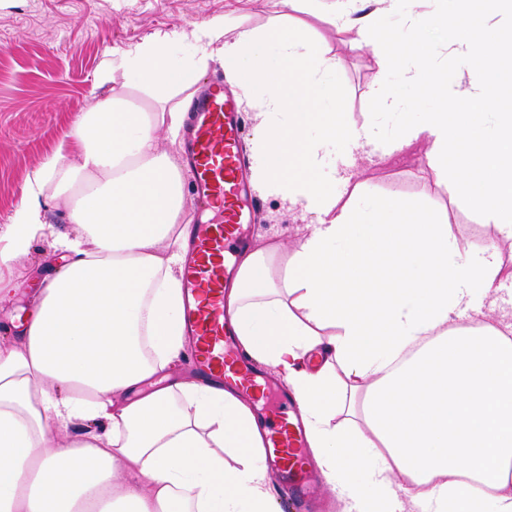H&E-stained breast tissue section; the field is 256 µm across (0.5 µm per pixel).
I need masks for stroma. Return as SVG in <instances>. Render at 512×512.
Listing matches in <instances>:
<instances>
[{
  "instance_id": "obj_1",
  "label": "stroma",
  "mask_w": 512,
  "mask_h": 512,
  "mask_svg": "<svg viewBox=\"0 0 512 512\" xmlns=\"http://www.w3.org/2000/svg\"><path fill=\"white\" fill-rule=\"evenodd\" d=\"M307 35L338 66L328 80L335 99H322L321 109L339 101L355 122L373 120L383 140L400 126L436 111L438 101L423 87L405 84L398 65L381 67L371 47L351 48L349 34L336 31L319 17L303 13ZM224 22L260 31L279 24L273 0H14L0 8V226L10 223L23 201L28 174L51 158L59 141L91 101L90 92L102 62L164 33H182L172 47L181 65L197 52L185 32L189 23ZM381 87L399 101L397 110L374 111L371 91ZM427 146L384 155L371 148L350 164L360 186L356 205L380 209L396 199L447 220L463 243L479 246L493 236L492 225L454 197L451 186L439 182L428 164ZM305 219L299 210L282 209L275 197H256L254 220L248 229L253 244L275 236L296 248L297 229ZM51 262L48 242L36 241L17 266L10 302L0 304V330L10 327L28 308L26 279Z\"/></svg>"
}]
</instances>
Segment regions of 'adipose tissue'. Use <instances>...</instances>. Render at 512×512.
I'll list each match as a JSON object with an SVG mask.
<instances>
[{
    "label": "adipose tissue",
    "instance_id": "1",
    "mask_svg": "<svg viewBox=\"0 0 512 512\" xmlns=\"http://www.w3.org/2000/svg\"><path fill=\"white\" fill-rule=\"evenodd\" d=\"M407 0H281L315 6L386 56V21ZM448 65L424 57L402 79L442 106L399 129L389 151L427 144L437 176L498 238L461 244L447 225L397 201L392 221L343 202L345 157L377 144L374 121L341 105L318 111L336 61L295 25L260 34L194 27L196 58L175 65L168 40L105 60L53 157L28 177L0 227V283L32 243L60 262L30 280L16 336L0 342V512H272L268 438L231 388L178 380L154 388L184 349L183 211L173 91L218 60L259 122L252 184L301 210L298 248L242 250L224 293L238 342L276 368L296 397L309 447L344 512H512V310L469 317L490 292L512 240V35L482 36L469 18L512 19V0H449ZM284 68H272L270 52ZM134 75L150 106L127 104L115 72ZM499 120L495 136L476 131ZM320 130L305 136L308 127ZM330 170V182L314 172ZM66 199L70 235L44 220Z\"/></svg>",
    "mask_w": 512,
    "mask_h": 512
}]
</instances>
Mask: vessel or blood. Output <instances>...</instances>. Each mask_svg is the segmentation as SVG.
I'll return each mask as SVG.
<instances>
[{
	"mask_svg": "<svg viewBox=\"0 0 512 512\" xmlns=\"http://www.w3.org/2000/svg\"><path fill=\"white\" fill-rule=\"evenodd\" d=\"M244 114L222 75L197 89L181 132L180 156L191 174L202 222L188 225L182 266L184 336L197 381L230 386L262 404L260 421L271 446L265 462L284 495L300 512L318 475L305 454L306 435L298 403L272 390L265 371L241 349L224 316L225 256L244 242L251 194L250 161L243 150Z\"/></svg>",
	"mask_w": 512,
	"mask_h": 512,
	"instance_id": "1",
	"label": "vessel or blood"
}]
</instances>
